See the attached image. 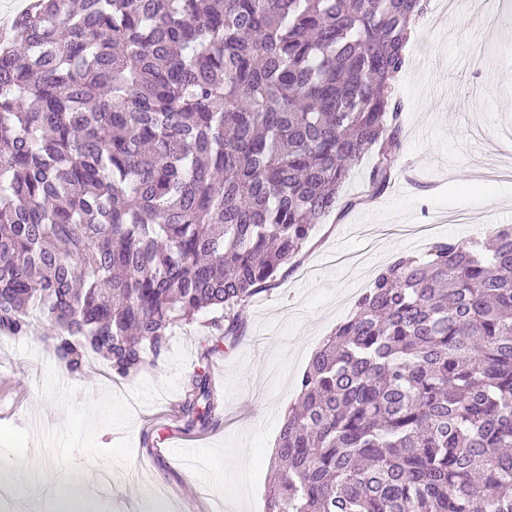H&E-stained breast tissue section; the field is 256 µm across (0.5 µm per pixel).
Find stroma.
Instances as JSON below:
<instances>
[{
  "label": "stroma",
  "mask_w": 512,
  "mask_h": 512,
  "mask_svg": "<svg viewBox=\"0 0 512 512\" xmlns=\"http://www.w3.org/2000/svg\"><path fill=\"white\" fill-rule=\"evenodd\" d=\"M427 0L408 65L394 92L405 106L401 175L373 204L317 225L300 264L241 310L234 342L211 336L206 319L177 326L155 371L116 382L105 361L83 374L63 370L32 335L0 344V500L31 512L24 458L45 470L70 462L110 467L106 512H264L282 418L298 395L312 353L351 313L378 271L448 236L485 239L512 225V178L484 181L512 129V15L443 14ZM461 210L468 224H439ZM207 370L219 402L212 425L187 433L174 419L188 376ZM107 402L108 416L91 418ZM184 443L196 444L192 455Z\"/></svg>",
  "instance_id": "35a3bbf8"
}]
</instances>
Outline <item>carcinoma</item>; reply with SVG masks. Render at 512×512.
Listing matches in <instances>:
<instances>
[{"instance_id":"obj_1","label":"carcinoma","mask_w":512,"mask_h":512,"mask_svg":"<svg viewBox=\"0 0 512 512\" xmlns=\"http://www.w3.org/2000/svg\"><path fill=\"white\" fill-rule=\"evenodd\" d=\"M424 0H32L0 41V338L159 366L399 169ZM371 158L365 194L344 187ZM384 267L312 355L265 512H512V227ZM212 377L175 418L212 423Z\"/></svg>"}]
</instances>
